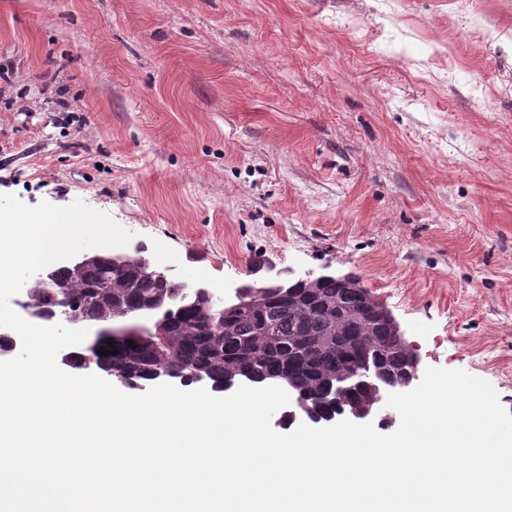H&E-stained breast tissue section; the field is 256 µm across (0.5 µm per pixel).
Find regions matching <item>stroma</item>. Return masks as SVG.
Masks as SVG:
<instances>
[{"mask_svg":"<svg viewBox=\"0 0 512 512\" xmlns=\"http://www.w3.org/2000/svg\"><path fill=\"white\" fill-rule=\"evenodd\" d=\"M0 67V193L228 296L355 277L512 412V0H0Z\"/></svg>","mask_w":512,"mask_h":512,"instance_id":"35a3bbf8","label":"stroma"}]
</instances>
